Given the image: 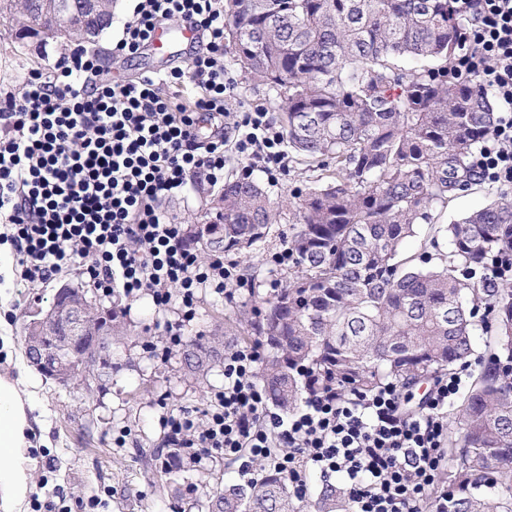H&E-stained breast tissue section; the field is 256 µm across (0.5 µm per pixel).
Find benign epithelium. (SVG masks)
<instances>
[{
    "label": "benign epithelium",
    "instance_id": "benign-epithelium-1",
    "mask_svg": "<svg viewBox=\"0 0 512 512\" xmlns=\"http://www.w3.org/2000/svg\"><path fill=\"white\" fill-rule=\"evenodd\" d=\"M58 295L62 303L30 321L32 336L28 337V349L40 372L65 382L69 375L60 367V357L90 361L106 344L79 291L63 286Z\"/></svg>",
    "mask_w": 512,
    "mask_h": 512
}]
</instances>
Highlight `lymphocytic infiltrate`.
<instances>
[{
	"instance_id": "1",
	"label": "lymphocytic infiltrate",
	"mask_w": 512,
	"mask_h": 512,
	"mask_svg": "<svg viewBox=\"0 0 512 512\" xmlns=\"http://www.w3.org/2000/svg\"><path fill=\"white\" fill-rule=\"evenodd\" d=\"M469 19L449 79L472 81L500 102L495 127L475 157L487 182L512 186V0H459ZM191 22L205 42L186 67L116 81L97 56L74 48L62 62L0 91V225L21 280L43 283L65 266L91 286L156 307L179 298L184 322L198 292L234 297L245 281L237 263L202 260L185 225L161 203L191 180L224 181L227 157L243 172L278 180L286 171L284 133L261 106L233 112V79L224 63L222 0H137L115 43L116 55L147 47L155 29ZM194 83L192 106L167 95ZM219 126L200 137L201 117ZM259 344L224 355V387L211 393L203 421L167 411L166 445L191 463L220 453L251 474L258 464L286 474L305 498L310 474L345 478L352 512H424L445 467L448 411L469 377L441 375L416 408L392 382L373 392L307 390L299 408L270 411L258 379Z\"/></svg>"
}]
</instances>
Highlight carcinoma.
<instances>
[{"label": "carcinoma", "instance_id": "carcinoma-1", "mask_svg": "<svg viewBox=\"0 0 512 512\" xmlns=\"http://www.w3.org/2000/svg\"><path fill=\"white\" fill-rule=\"evenodd\" d=\"M65 2L0 0V15L20 40L48 31L82 42L112 24L116 0L88 15L81 0ZM224 11L232 64L274 91L288 150L312 172L291 203L288 282L237 316L269 347L259 369L268 401L293 412L305 369L346 391L409 389L482 345L486 365L449 420L448 502L430 509L512 512V283L490 293L467 275L512 248V200L434 223L460 193L484 188L472 159L497 120L493 94L448 82L457 0H225ZM212 209L192 235L207 256L248 257L276 221L251 177H228ZM481 308L492 323L475 321ZM212 359L196 342L183 356L199 377ZM313 508L351 512L346 486L322 483ZM209 512L302 510L269 470L214 491Z\"/></svg>", "mask_w": 512, "mask_h": 512}]
</instances>
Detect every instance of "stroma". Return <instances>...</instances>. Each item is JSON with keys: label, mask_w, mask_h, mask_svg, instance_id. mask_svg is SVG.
<instances>
[{"label": "stroma", "mask_w": 512, "mask_h": 512, "mask_svg": "<svg viewBox=\"0 0 512 512\" xmlns=\"http://www.w3.org/2000/svg\"><path fill=\"white\" fill-rule=\"evenodd\" d=\"M135 5L136 0H117L112 26L99 38L103 67L128 80L157 63L146 53L126 57L112 52ZM69 47L66 41L19 40L0 25V89L19 86L32 68L54 63ZM216 193L203 182L187 196L163 201L162 207L179 222L202 224ZM291 221L288 209H281L264 249L244 269L251 291H239L231 299L207 288L200 291L196 318L184 331L185 342L223 338L224 326L231 322L232 341L244 344L248 331L236 324V316L252 307L254 295H268L284 282L288 268L274 264L271 256L284 246L282 234ZM64 284L84 290L104 318L119 315L130 331L111 359L96 361L86 385L59 384L31 366L23 372L17 369L27 358L25 328L32 313L49 309ZM0 314L9 321V339L0 340V374H24L26 389L35 394L34 414L45 436L44 444L31 450L35 488L28 512H208L214 489L229 481L242 482L236 463L210 457L191 467L188 486L174 496L162 488L156 468L146 465L163 446V415L175 408L202 416L208 396L224 386L223 364H215L207 378L198 380L184 368L183 345L169 347L166 327L182 319L178 302L159 309L148 296L135 301L117 293L108 296L66 267L50 281L31 287L10 276L6 294L0 297Z\"/></svg>", "instance_id": "stroma-1"}]
</instances>
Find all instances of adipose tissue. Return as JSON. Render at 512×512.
Masks as SVG:
<instances>
[{
	"label": "adipose tissue",
	"mask_w": 512,
	"mask_h": 512,
	"mask_svg": "<svg viewBox=\"0 0 512 512\" xmlns=\"http://www.w3.org/2000/svg\"><path fill=\"white\" fill-rule=\"evenodd\" d=\"M20 379L0 377V512H27L34 489L27 435L34 410Z\"/></svg>",
	"instance_id": "1"
}]
</instances>
